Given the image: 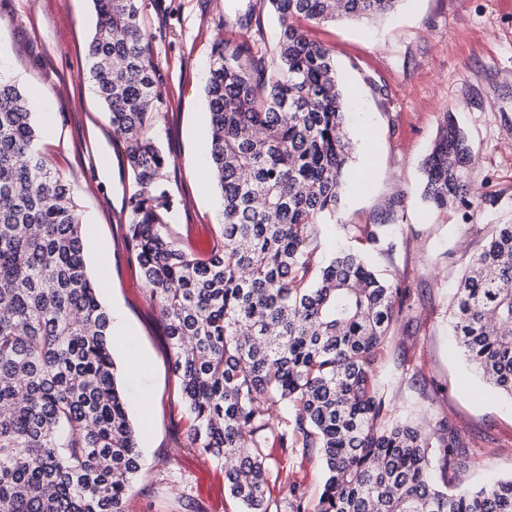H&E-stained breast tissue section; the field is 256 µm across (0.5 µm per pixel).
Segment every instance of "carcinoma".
Wrapping results in <instances>:
<instances>
[{
  "label": "carcinoma",
  "mask_w": 512,
  "mask_h": 512,
  "mask_svg": "<svg viewBox=\"0 0 512 512\" xmlns=\"http://www.w3.org/2000/svg\"><path fill=\"white\" fill-rule=\"evenodd\" d=\"M277 14L273 52L260 19L250 40L218 34L204 87L210 175L223 205L221 244L203 260L167 232L169 161L151 134L161 112L141 0H93L88 56L96 92L123 142L137 190L125 245L156 302L182 382L188 442L172 449L225 464L246 512H512V477L468 486V446L386 419L377 355L407 290L361 253L317 256L350 174L348 101L336 63L300 21L372 20L401 0H259ZM31 93L0 76V512H128L141 469L117 381L111 316L88 273L70 183L38 150ZM471 148L450 112L423 161L438 211L469 194ZM353 237L375 246L380 224ZM460 348L512 397V224H498L462 277L453 312ZM292 406L291 419L280 415ZM283 454L271 461L269 444ZM316 452V500L289 479L288 457ZM447 476L448 492L432 479Z\"/></svg>",
  "instance_id": "cac0c4a2"
}]
</instances>
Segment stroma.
Returning a JSON list of instances; mask_svg holds the SVG:
<instances>
[{"label": "stroma", "instance_id": "1", "mask_svg": "<svg viewBox=\"0 0 512 512\" xmlns=\"http://www.w3.org/2000/svg\"><path fill=\"white\" fill-rule=\"evenodd\" d=\"M256 4L143 0L163 100L152 133L170 161L169 232L204 259L220 242L223 222L220 194L199 164L204 86L217 34L246 38L238 20ZM96 23L92 0H0V69L26 90L46 91L47 107L35 116L39 147L72 185L95 247L89 272L130 338L113 345L114 358L123 371L135 356L150 366L154 402L148 416L134 418L142 467L129 510L184 512L195 501L205 512H241L221 464L171 453L188 414L159 309L124 245L136 185L89 71ZM308 34L331 49L353 103L352 177L319 252L328 257L350 244L348 225H388V237L365 255L410 291L395 340L378 361L388 416L428 427L448 420L472 452L467 483L511 475L512 399L470 368L450 332V312L484 237L493 225L512 224V0H400L386 18H339L309 26ZM446 111L472 148L471 191L434 212L422 197L421 166ZM101 252L110 258L104 270Z\"/></svg>", "mask_w": 512, "mask_h": 512}]
</instances>
